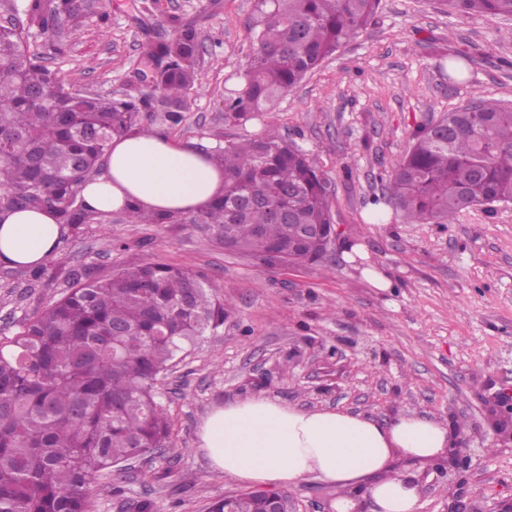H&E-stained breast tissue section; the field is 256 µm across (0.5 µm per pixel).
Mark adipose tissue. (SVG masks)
I'll use <instances>...</instances> for the list:
<instances>
[{
	"instance_id": "adipose-tissue-1",
	"label": "adipose tissue",
	"mask_w": 512,
	"mask_h": 512,
	"mask_svg": "<svg viewBox=\"0 0 512 512\" xmlns=\"http://www.w3.org/2000/svg\"><path fill=\"white\" fill-rule=\"evenodd\" d=\"M224 188V172L207 143L162 134L114 138L101 173L81 195L95 211L136 205L161 213L192 212ZM51 213L0 212V265L33 267L54 255L65 234ZM212 470L254 487H285L313 476L335 486L336 512H417L421 486L392 462L445 456L454 433L444 421L398 412L379 422L363 414L303 409L255 397L209 411L197 433Z\"/></svg>"
}]
</instances>
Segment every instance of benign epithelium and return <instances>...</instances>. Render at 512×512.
Wrapping results in <instances>:
<instances>
[{"label":"benign epithelium","mask_w":512,"mask_h":512,"mask_svg":"<svg viewBox=\"0 0 512 512\" xmlns=\"http://www.w3.org/2000/svg\"><path fill=\"white\" fill-rule=\"evenodd\" d=\"M485 418L493 429L496 440L503 446H512V396L499 392L491 396L486 403ZM429 471L417 475L418 482H423L428 472L432 471L437 477L448 484H454L460 489L459 494L448 504V512H512V498L501 501L495 507L488 509L478 498L464 499L468 485V474L472 470L471 448L468 439L456 436L455 444L448 449L446 456L438 461L427 463Z\"/></svg>","instance_id":"benign-epithelium-1"}]
</instances>
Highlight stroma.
Masks as SVG:
<instances>
[{
	"instance_id": "stroma-1",
	"label": "stroma",
	"mask_w": 512,
	"mask_h": 512,
	"mask_svg": "<svg viewBox=\"0 0 512 512\" xmlns=\"http://www.w3.org/2000/svg\"><path fill=\"white\" fill-rule=\"evenodd\" d=\"M64 52L46 37L31 47L75 91L103 96L144 89L149 44L195 27L202 53L191 112L174 126L142 114L143 126L181 142L227 144L271 129L294 140L329 182L343 227L334 257L316 264L262 262L225 250L205 224H133L105 213L66 233L48 273L0 267V337L41 313L70 286L146 262L217 285L231 309L156 386L172 421L161 453L96 480L93 512H208L216 498L246 492L212 471L197 431L212 408L267 397L303 409H342L385 421L409 410L454 422L469 437V492L485 504L512 498V447H501L483 401L512 388V203L473 206L451 224H410L367 204L382 195L408 154L412 133L475 94L512 103L511 18H466L437 0H381L374 21L279 100L250 120L224 119V96L251 52L255 0H84ZM464 52L466 80L443 69ZM390 274L391 288L364 276ZM291 512H335L336 490L315 478L287 490Z\"/></svg>"
}]
</instances>
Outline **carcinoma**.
I'll list each match as a JSON object with an SVG mask.
<instances>
[{"mask_svg": "<svg viewBox=\"0 0 512 512\" xmlns=\"http://www.w3.org/2000/svg\"><path fill=\"white\" fill-rule=\"evenodd\" d=\"M380 0H257L253 50L224 97V120L265 112L372 22ZM470 17H512V0H440ZM0 211L40 208L81 229L102 213L80 195L115 136L152 112L173 125L192 110L201 44L185 26L149 45L147 91L71 92L30 50V32L58 39L82 22L81 0H0ZM224 191L203 209H125L136 224H207L224 245L261 260L318 262L334 240L329 183L293 142L273 134L216 149ZM512 202V107L485 98L413 133L408 155L373 204L411 223H453L476 205ZM215 286L161 263L68 292L0 337V512H91V485L165 447L168 409L155 381L187 346L224 324ZM259 492L215 500L209 512H265Z\"/></svg>", "mask_w": 512, "mask_h": 512, "instance_id": "carcinoma-1", "label": "carcinoma"}]
</instances>
